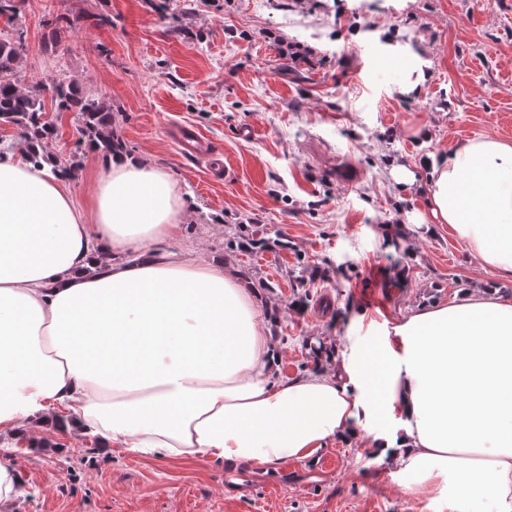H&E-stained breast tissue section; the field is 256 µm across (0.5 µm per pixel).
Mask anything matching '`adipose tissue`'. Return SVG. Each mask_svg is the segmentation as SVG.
<instances>
[{"label": "adipose tissue", "instance_id": "1", "mask_svg": "<svg viewBox=\"0 0 512 512\" xmlns=\"http://www.w3.org/2000/svg\"><path fill=\"white\" fill-rule=\"evenodd\" d=\"M433 226L512 280V142L430 155ZM187 218L140 155L89 206L50 167L0 155V434L90 433L148 457L272 469L365 442L438 512H512V294L494 285L396 317L359 314L324 369L280 383L268 318L223 260L158 244Z\"/></svg>", "mask_w": 512, "mask_h": 512}]
</instances>
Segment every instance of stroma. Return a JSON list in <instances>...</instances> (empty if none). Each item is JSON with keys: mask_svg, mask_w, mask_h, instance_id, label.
Segmentation results:
<instances>
[{"mask_svg": "<svg viewBox=\"0 0 512 512\" xmlns=\"http://www.w3.org/2000/svg\"><path fill=\"white\" fill-rule=\"evenodd\" d=\"M18 22L23 84L63 76L105 97L129 151L187 200L174 249L223 258L273 307L278 379L310 372L306 339L339 341L359 309L405 314L491 281L512 292L447 229L422 232L419 167L464 138L512 141V0H21ZM379 27L397 55L372 38ZM416 51L431 79L398 97ZM46 118L49 151L69 158L76 114ZM395 165L413 172L409 189ZM239 231L288 246L228 249ZM0 452L25 488L13 512H432L340 441L270 470L145 458L55 429L41 448L1 436Z\"/></svg>", "mask_w": 512, "mask_h": 512, "instance_id": "1", "label": "stroma"}]
</instances>
